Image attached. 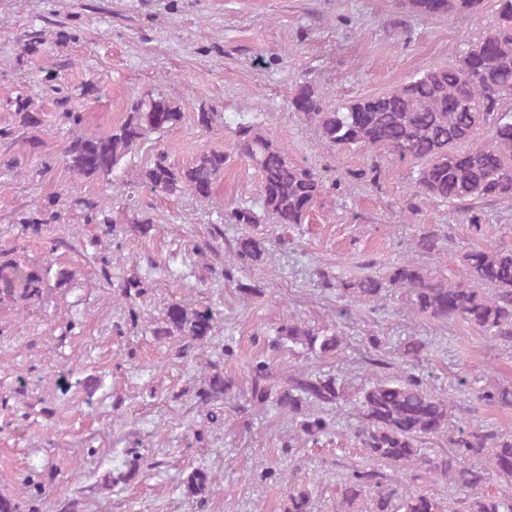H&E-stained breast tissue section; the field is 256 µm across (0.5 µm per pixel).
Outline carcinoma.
Masks as SVG:
<instances>
[{
    "label": "carcinoma",
    "mask_w": 512,
    "mask_h": 512,
    "mask_svg": "<svg viewBox=\"0 0 512 512\" xmlns=\"http://www.w3.org/2000/svg\"><path fill=\"white\" fill-rule=\"evenodd\" d=\"M405 12L422 18L477 16L491 7L494 21L481 39L460 41L455 63L425 69L401 85L375 96L358 97L336 106L325 105L320 89L304 81L290 101L291 110L318 128L330 148L355 147L383 151L412 165V196L448 204L463 223L479 230L485 208L512 200V0H398ZM16 115L23 128L39 123L31 101L15 98ZM182 120V112L163 93L147 92L135 99L124 120L107 136L75 137L66 151L72 172L113 184L124 158L153 133L164 132ZM234 152L209 151L193 165L177 168L164 153H157L142 174L151 191L175 196L185 189L197 197L209 196L213 182L236 159L251 165L261 180L260 206L238 201L224 211V223L280 227L306 223L318 196L326 189L313 169L299 165L288 150L276 145L259 123L240 121L235 129ZM441 247L435 230L421 232L416 248L433 252ZM267 251L265 238L247 232L232 244L234 262L224 267V280L236 283L246 297L260 292L239 274L260 265ZM66 270L51 263L30 265L0 253V304L18 305L42 298L55 284L68 281ZM320 284L341 297L373 301L387 288L408 292L415 313L437 321L460 320L491 342L512 346V246L495 251L470 248L460 255L456 281L431 275L405 259L383 274L339 279L318 272ZM133 301L148 285L132 275L119 284ZM214 312L209 307H167L158 336L177 333L185 340L183 352L210 337ZM342 337L321 333L295 315L288 316L267 342L272 349L298 350L304 357H322L340 349ZM424 345L404 343L409 372L377 381L359 391L361 445L369 456L389 467L352 470L336 512H361L359 502L371 499L368 512H512V428L498 429L457 420L449 436L448 452L429 454L425 440L447 430L455 403L435 396L426 380L413 372ZM251 398L274 403L296 418L298 438L318 446L333 427L329 411L344 398V387L333 375L301 372L283 386L272 383L270 364L251 367ZM232 380L224 367L213 364L197 398L207 404L224 400ZM479 402L488 407H511L512 389L497 385L480 389ZM415 468L412 480L426 475L446 478L461 488L463 497L452 507L401 480L402 471ZM501 485L488 491L491 477ZM211 474L191 470L184 484L193 495L207 494ZM310 493L288 492V512H309Z\"/></svg>",
    "instance_id": "cac0c4a2"
}]
</instances>
